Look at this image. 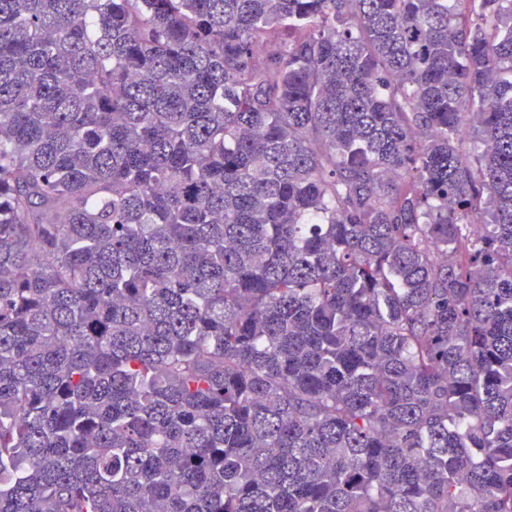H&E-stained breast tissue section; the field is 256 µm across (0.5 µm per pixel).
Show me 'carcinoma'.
Here are the masks:
<instances>
[{"mask_svg":"<svg viewBox=\"0 0 512 512\" xmlns=\"http://www.w3.org/2000/svg\"><path fill=\"white\" fill-rule=\"evenodd\" d=\"M0 512H512V0H0Z\"/></svg>","mask_w":512,"mask_h":512,"instance_id":"cac0c4a2","label":"carcinoma"}]
</instances>
